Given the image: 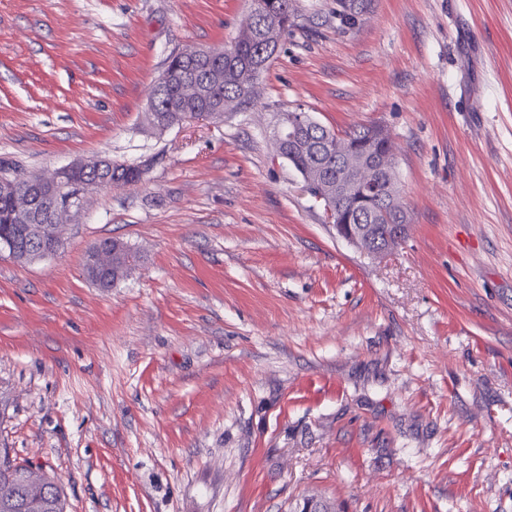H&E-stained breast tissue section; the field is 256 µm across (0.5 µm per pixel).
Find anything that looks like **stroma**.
Listing matches in <instances>:
<instances>
[{
    "instance_id": "stroma-1",
    "label": "stroma",
    "mask_w": 512,
    "mask_h": 512,
    "mask_svg": "<svg viewBox=\"0 0 512 512\" xmlns=\"http://www.w3.org/2000/svg\"><path fill=\"white\" fill-rule=\"evenodd\" d=\"M251 0H0V160L146 171L56 255H0V448L68 512H512V0H296L254 105L159 131L174 51ZM382 126L407 238H341L276 153L283 113ZM105 238L138 267L86 276ZM104 247L112 251V272L101 270L98 274L92 271L91 259L94 250ZM141 257L127 243L117 239H104L95 243L88 251L85 271L88 279L103 289L112 288L118 281L127 277L140 262Z\"/></svg>"
}]
</instances>
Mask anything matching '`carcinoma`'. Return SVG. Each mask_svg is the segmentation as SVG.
Here are the masks:
<instances>
[{"instance_id":"carcinoma-1","label":"carcinoma","mask_w":512,"mask_h":512,"mask_svg":"<svg viewBox=\"0 0 512 512\" xmlns=\"http://www.w3.org/2000/svg\"><path fill=\"white\" fill-rule=\"evenodd\" d=\"M264 12L248 15L257 33L278 27L280 34L296 25L297 10L295 0H263ZM260 40H242L234 38L231 44L211 57L200 59L182 51L172 54L166 62L163 74L165 82L161 85L157 101L161 112L158 117L173 123H184L197 118L203 111L224 105V110H232L251 104L255 98L257 81L267 65L259 61ZM371 127L365 126L343 136L329 132L332 142L341 143L347 139L365 147ZM325 127L315 126L308 129L304 147L284 152L296 171L319 168L324 177L336 180L344 176L338 163L336 152L329 150L324 143ZM144 170L109 161L107 169L99 178L108 183H137L143 179ZM376 207V202H367L354 196L345 203V214L352 216V222L358 223V214ZM15 200L11 195L0 193V239L11 237L25 246L21 228L13 216ZM396 217H388L375 225L370 243L399 245L407 235V228L401 229V236L393 235ZM104 247L112 251V271H92L91 259L94 250ZM141 257L127 243L117 239H104L94 244L88 251L85 271L88 279L96 286L109 289L118 281L127 277L140 262ZM26 469L9 456L8 449L0 448V512H65L66 497L63 488L48 474H43L45 492L37 496H28L22 484V473Z\"/></svg>"}]
</instances>
